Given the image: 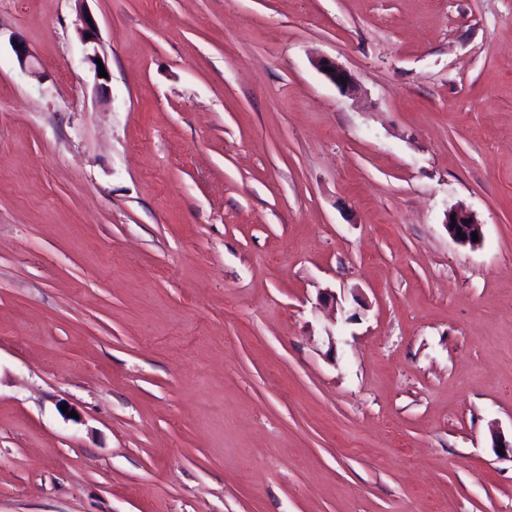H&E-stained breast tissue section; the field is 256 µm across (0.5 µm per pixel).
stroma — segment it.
I'll use <instances>...</instances> for the list:
<instances>
[{
	"instance_id": "1",
	"label": "stroma",
	"mask_w": 512,
	"mask_h": 512,
	"mask_svg": "<svg viewBox=\"0 0 512 512\" xmlns=\"http://www.w3.org/2000/svg\"><path fill=\"white\" fill-rule=\"evenodd\" d=\"M500 435L512 0H0V512H512ZM315 66L331 80L343 93L354 95L358 91L357 83L352 75L342 66L327 57H320L316 60ZM324 67L333 69V72L324 71ZM338 78H344V82L340 83ZM452 214H455V226H452ZM445 224L448 228V235L461 245L477 246L483 237L482 224H480L474 214L463 205H458L447 213ZM473 232H477L478 242H473ZM459 234H462L464 239L459 238Z\"/></svg>"
}]
</instances>
